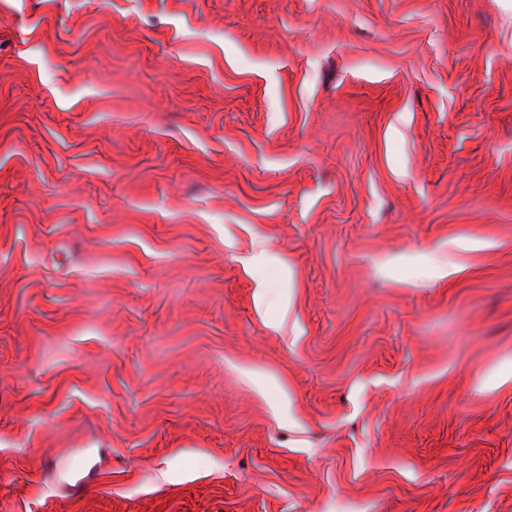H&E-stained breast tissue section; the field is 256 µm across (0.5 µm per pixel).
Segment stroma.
<instances>
[{
	"label": "stroma",
	"mask_w": 512,
	"mask_h": 512,
	"mask_svg": "<svg viewBox=\"0 0 512 512\" xmlns=\"http://www.w3.org/2000/svg\"><path fill=\"white\" fill-rule=\"evenodd\" d=\"M0 512H512V0H0Z\"/></svg>",
	"instance_id": "35a3bbf8"
}]
</instances>
